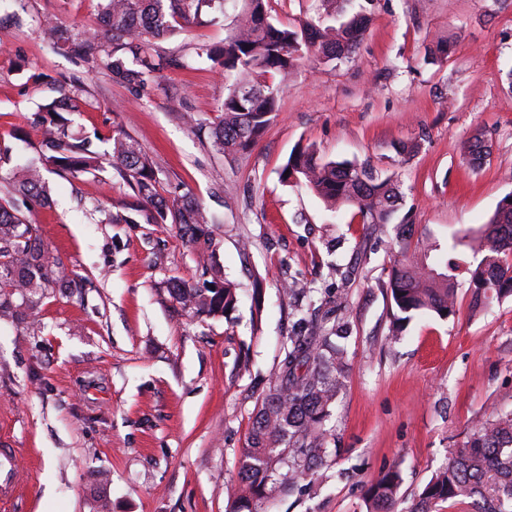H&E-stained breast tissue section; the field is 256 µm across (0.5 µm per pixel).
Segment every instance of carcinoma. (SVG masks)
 Listing matches in <instances>:
<instances>
[{
  "instance_id": "1",
  "label": "carcinoma",
  "mask_w": 512,
  "mask_h": 512,
  "mask_svg": "<svg viewBox=\"0 0 512 512\" xmlns=\"http://www.w3.org/2000/svg\"><path fill=\"white\" fill-rule=\"evenodd\" d=\"M233 5L224 42L201 48L222 73L228 90L212 128V145L221 154L254 146L271 121L282 84L266 76L288 75L306 57L323 64L351 59L370 22L364 9L350 11L355 0H314L311 14L298 27L274 23L267 0H100L107 40L97 32L78 35L50 17L39 22L44 37L57 50L91 61L112 73L134 96L171 64L153 51L150 40L180 34L189 24L215 23ZM78 108L68 95L38 106L32 124L43 131L38 162L21 173H0L11 186L0 203V317H14L40 306L55 288H80L62 257L44 243L25 215L29 206L49 205L44 172L77 177L101 168L102 156L91 150L90 137L74 134L66 114ZM108 160L134 194L150 206L152 222L172 224L203 260L210 280L201 288L176 281L171 294L198 316L230 319L237 303L236 285L224 279L211 261L210 225L217 218L199 201L175 187L171 199L158 192L152 157L131 136L112 134ZM487 147L476 133L467 154L481 162ZM280 181L319 197L327 210L351 209L363 224H394L391 246L396 258L388 274L395 308L391 335L402 334L416 315L453 314L455 283L467 275L472 303L486 307L512 295V202L503 199L483 228L468 236L471 258L443 262L437 246L412 242L414 228L394 222L402 193L391 176L380 178L367 166L325 160L311 145H300L279 172ZM336 326L327 318L297 320L288 337L274 383L257 404L248 448L240 458V481L230 512H254L267 498L269 486L293 487L311 478L321 459L329 430L326 421L344 386L346 352ZM287 467L277 474V466ZM400 470L391 468L365 492L367 512H397ZM469 499L474 512H512V412L476 420L459 445L448 449L446 466L419 494L412 512H433L440 502Z\"/></svg>"
}]
</instances>
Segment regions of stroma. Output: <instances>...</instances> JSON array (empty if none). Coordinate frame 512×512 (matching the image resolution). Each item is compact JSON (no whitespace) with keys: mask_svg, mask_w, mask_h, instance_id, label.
<instances>
[{"mask_svg":"<svg viewBox=\"0 0 512 512\" xmlns=\"http://www.w3.org/2000/svg\"><path fill=\"white\" fill-rule=\"evenodd\" d=\"M367 12L351 60L302 61L258 143L223 155L210 131L224 79L198 49L222 42L224 26L192 24L161 42L174 63L136 99L41 37L45 15L102 30L98 0H0V146L18 163L34 157L41 133L29 116L71 91V128L98 133L97 152L126 132L153 156L160 194L181 186L219 216L215 258L239 298L228 320L172 298V281L202 284L198 257L151 222L110 164L47 174L52 204L28 218L86 285L0 319V448L17 473L0 512H229L256 404L311 288L346 330V383L315 482L272 491L269 512H366L368 484L393 466L399 508L413 512L473 421L512 411V297L473 308L462 279L453 316L418 315L392 336L385 233L331 217L278 176L300 144L368 165L398 181L416 237L463 257L465 247L448 251L451 237L512 195V0H373ZM440 41L447 57L429 61ZM480 131L490 152L473 167L465 152ZM411 141L419 151L399 153ZM112 213L133 221L107 223Z\"/></svg>","mask_w":512,"mask_h":512,"instance_id":"1","label":"stroma"}]
</instances>
